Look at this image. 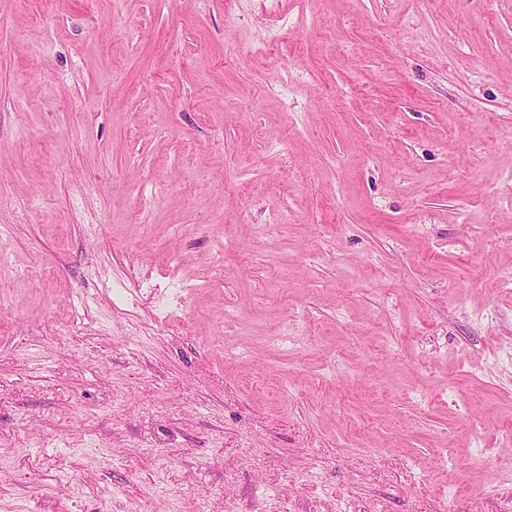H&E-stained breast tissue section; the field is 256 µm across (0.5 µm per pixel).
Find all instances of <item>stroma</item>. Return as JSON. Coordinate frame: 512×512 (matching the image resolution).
<instances>
[{
    "instance_id": "1",
    "label": "stroma",
    "mask_w": 512,
    "mask_h": 512,
    "mask_svg": "<svg viewBox=\"0 0 512 512\" xmlns=\"http://www.w3.org/2000/svg\"><path fill=\"white\" fill-rule=\"evenodd\" d=\"M509 271L512 0H0V512H505Z\"/></svg>"
}]
</instances>
